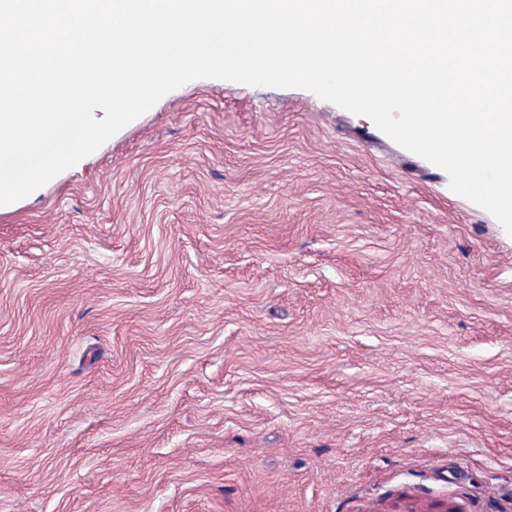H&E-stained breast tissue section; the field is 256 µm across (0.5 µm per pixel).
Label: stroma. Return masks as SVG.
<instances>
[{"mask_svg": "<svg viewBox=\"0 0 512 512\" xmlns=\"http://www.w3.org/2000/svg\"><path fill=\"white\" fill-rule=\"evenodd\" d=\"M512 512V237L370 118L199 78L0 209V512Z\"/></svg>", "mask_w": 512, "mask_h": 512, "instance_id": "35a3bbf8", "label": "stroma"}]
</instances>
